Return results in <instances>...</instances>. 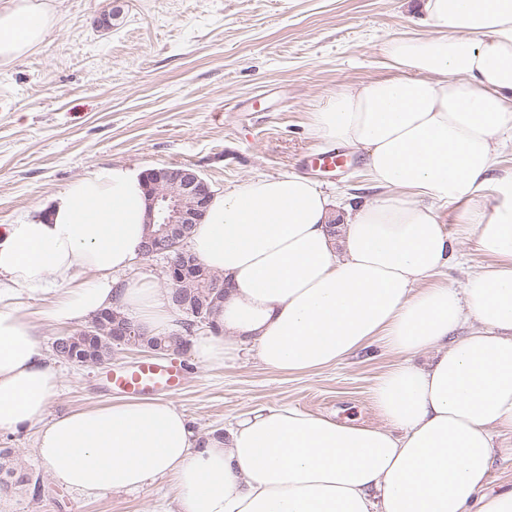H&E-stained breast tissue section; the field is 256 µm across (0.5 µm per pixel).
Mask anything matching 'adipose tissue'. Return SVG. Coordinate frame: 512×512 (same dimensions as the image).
<instances>
[{
    "instance_id": "adipose-tissue-1",
    "label": "adipose tissue",
    "mask_w": 512,
    "mask_h": 512,
    "mask_svg": "<svg viewBox=\"0 0 512 512\" xmlns=\"http://www.w3.org/2000/svg\"><path fill=\"white\" fill-rule=\"evenodd\" d=\"M424 10L431 34L384 47L393 77L311 114L318 139L364 153L379 198L335 232L309 178H251L214 197L190 239L226 289L224 331L194 337L197 362L246 346L303 373L380 342L395 357L371 388L381 425L276 405L203 442L157 399L50 415L61 379L24 307L61 325L117 308L147 334L180 329L150 276H121L147 217L140 171L115 165L0 225V432L33 431L59 485L95 497L169 476V512H512V490L487 488L496 439L512 434V168L490 176L512 134V0ZM58 21L56 0H0V67ZM488 184L495 204H475ZM472 237L484 263L458 289L444 273Z\"/></svg>"
}]
</instances>
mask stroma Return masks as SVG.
Masks as SVG:
<instances>
[{
	"label": "stroma",
	"mask_w": 512,
	"mask_h": 512,
	"mask_svg": "<svg viewBox=\"0 0 512 512\" xmlns=\"http://www.w3.org/2000/svg\"><path fill=\"white\" fill-rule=\"evenodd\" d=\"M114 11L111 29L98 18ZM60 20L36 50L0 69V225L96 168L195 169L220 194L248 179L299 174L330 196L376 200L365 158L339 170L310 114L340 88L391 76L383 48L401 31L429 33L423 0H59ZM41 343L61 373L50 415L124 401L105 392L101 366L58 358L64 326ZM188 369L170 401L195 433L227 429L260 407L292 405L345 424H379L369 389L393 361L373 344L341 363L285 375L244 351L219 366L177 354ZM32 432L0 433V448L42 478L38 498L10 494L0 512H158L171 480L95 497L55 483Z\"/></svg>",
	"instance_id": "obj_1"
}]
</instances>
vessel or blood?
I'll use <instances>...</instances> for the list:
<instances>
[{"instance_id":"b4317fda","label":"vessel or blood","mask_w":512,"mask_h":512,"mask_svg":"<svg viewBox=\"0 0 512 512\" xmlns=\"http://www.w3.org/2000/svg\"><path fill=\"white\" fill-rule=\"evenodd\" d=\"M187 380L186 369L177 363L144 362L134 367H116L107 372L108 387L131 397H147L158 392H180Z\"/></svg>"}]
</instances>
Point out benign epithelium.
<instances>
[{
	"mask_svg": "<svg viewBox=\"0 0 512 512\" xmlns=\"http://www.w3.org/2000/svg\"><path fill=\"white\" fill-rule=\"evenodd\" d=\"M148 197L149 223L159 225L140 247V255L168 258L165 276L170 286L169 297L179 308H184L185 287L196 276L194 259L187 258L183 244L195 226L203 220L214 197L210 184L196 171L184 166H163L143 173ZM112 343L125 346L130 343L132 324L127 319L112 321Z\"/></svg>",
	"mask_w": 512,
	"mask_h": 512,
	"instance_id": "1",
	"label": "benign epithelium"
}]
</instances>
